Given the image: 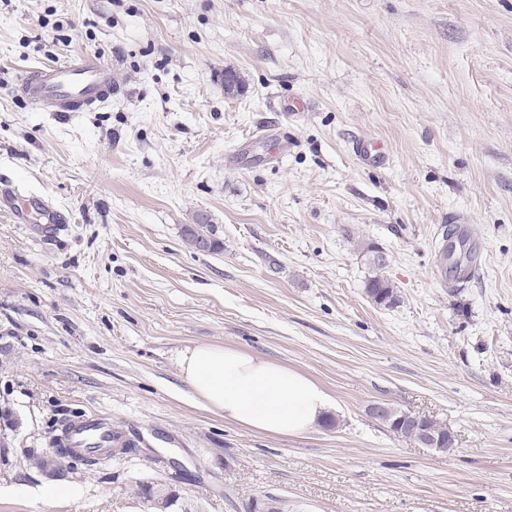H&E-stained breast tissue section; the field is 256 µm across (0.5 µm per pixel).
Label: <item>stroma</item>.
<instances>
[{"mask_svg": "<svg viewBox=\"0 0 512 512\" xmlns=\"http://www.w3.org/2000/svg\"><path fill=\"white\" fill-rule=\"evenodd\" d=\"M85 52L104 106L18 93ZM2 189L0 512H147L151 482L176 512H512V0H0ZM202 219L221 249L185 239ZM451 229L465 279L435 275ZM370 245L393 306L364 293ZM201 343L306 373L334 426L205 409L178 366ZM93 414L142 455L30 464ZM406 414L405 411H402L398 408H393V415L388 419H379L382 423H384L393 433L401 436V437H409L415 442H419L420 444L425 443L429 447H432L438 451H448L452 448H445L446 443L442 441V439L436 438V436L429 434V433H423L419 436V441L416 440L409 432H406L403 429H400V424L403 421V417ZM422 442V443H421ZM423 445V444H422Z\"/></svg>", "mask_w": 512, "mask_h": 512, "instance_id": "35a3bbf8", "label": "stroma"}]
</instances>
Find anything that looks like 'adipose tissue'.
<instances>
[{
  "label": "adipose tissue",
  "instance_id": "1",
  "mask_svg": "<svg viewBox=\"0 0 512 512\" xmlns=\"http://www.w3.org/2000/svg\"><path fill=\"white\" fill-rule=\"evenodd\" d=\"M179 364L202 405L257 433L303 434L330 406L324 388L305 373L229 345L184 348Z\"/></svg>",
  "mask_w": 512,
  "mask_h": 512
}]
</instances>
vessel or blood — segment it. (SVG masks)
<instances>
[{
    "label": "vessel or blood",
    "instance_id": "vessel-or-blood-1",
    "mask_svg": "<svg viewBox=\"0 0 512 512\" xmlns=\"http://www.w3.org/2000/svg\"><path fill=\"white\" fill-rule=\"evenodd\" d=\"M19 89L45 111L82 112L110 99L112 66L87 54L31 71L21 78ZM71 440L80 449L91 442L111 446L112 424L102 416L87 418L72 429Z\"/></svg>",
    "mask_w": 512,
    "mask_h": 512
}]
</instances>
